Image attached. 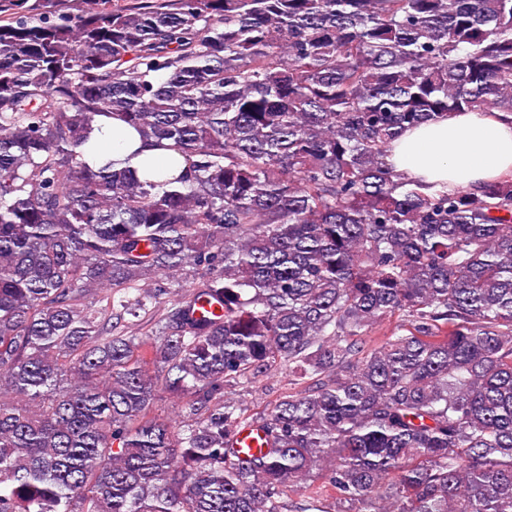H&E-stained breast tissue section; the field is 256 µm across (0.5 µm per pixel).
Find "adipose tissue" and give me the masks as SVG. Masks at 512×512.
<instances>
[{
    "mask_svg": "<svg viewBox=\"0 0 512 512\" xmlns=\"http://www.w3.org/2000/svg\"><path fill=\"white\" fill-rule=\"evenodd\" d=\"M85 159L96 167L111 161L116 169L160 181L185 166L177 152L154 147L135 129L103 117L92 127ZM386 161L423 184L451 191L496 180L512 173V115L455 112L404 130L391 142Z\"/></svg>",
    "mask_w": 512,
    "mask_h": 512,
    "instance_id": "ef3b65f1",
    "label": "adipose tissue"
}]
</instances>
